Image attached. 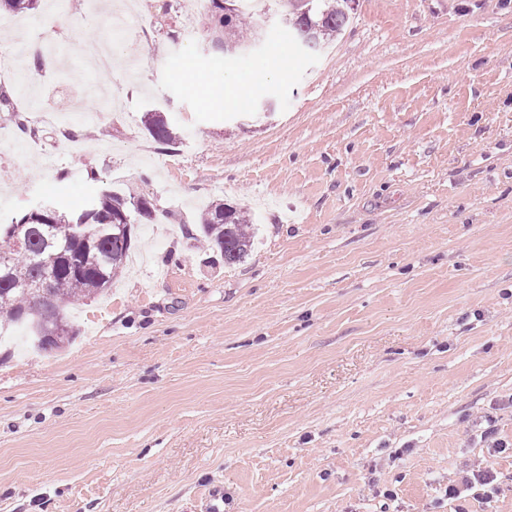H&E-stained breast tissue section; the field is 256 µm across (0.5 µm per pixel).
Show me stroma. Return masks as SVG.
Returning a JSON list of instances; mask_svg holds the SVG:
<instances>
[{
  "label": "stroma",
  "mask_w": 512,
  "mask_h": 512,
  "mask_svg": "<svg viewBox=\"0 0 512 512\" xmlns=\"http://www.w3.org/2000/svg\"><path fill=\"white\" fill-rule=\"evenodd\" d=\"M87 4L52 27L0 9V90L23 70L89 114L67 139L0 112V224L129 188L153 218L70 311L73 344L0 345V512H196L208 484L224 512H512V0H354L326 54L272 14L218 51L209 0H136L124 32ZM94 38L112 60L91 70ZM189 60L245 103L202 104ZM218 199L259 224L233 267L188 237ZM481 461L488 496L462 487ZM144 125L153 140L161 147L174 146L183 137V133L175 125L157 113H147Z\"/></svg>",
  "instance_id": "obj_1"
}]
</instances>
